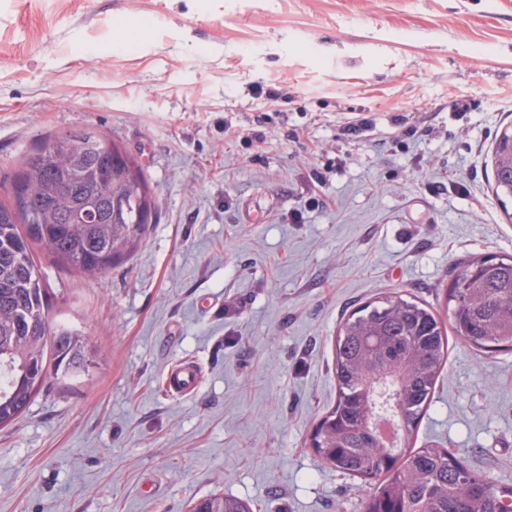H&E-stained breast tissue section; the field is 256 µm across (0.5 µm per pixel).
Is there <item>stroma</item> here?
I'll list each match as a JSON object with an SVG mask.
<instances>
[{
    "label": "stroma",
    "instance_id": "1",
    "mask_svg": "<svg viewBox=\"0 0 512 512\" xmlns=\"http://www.w3.org/2000/svg\"><path fill=\"white\" fill-rule=\"evenodd\" d=\"M510 123L512 0H0V201L78 127L139 156L157 201L104 280L34 249L94 362L0 429V512H362L370 483L309 446L337 330L382 295L447 318L467 261L512 255ZM184 359L200 385L170 393ZM411 445L512 485V352L450 338ZM494 177L496 193L512 197V126L508 125L495 137ZM189 512H252L249 501L223 494H212L197 501Z\"/></svg>",
    "mask_w": 512,
    "mask_h": 512
}]
</instances>
